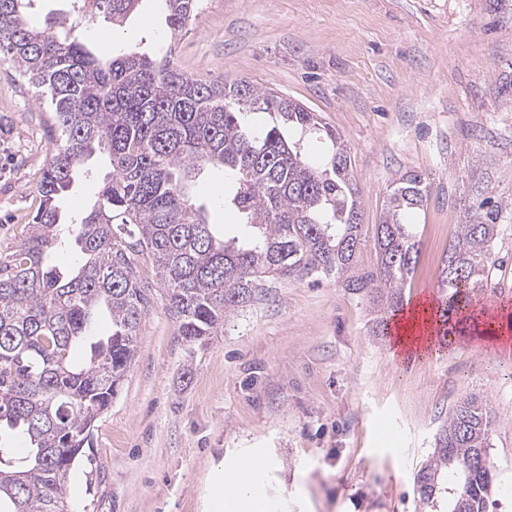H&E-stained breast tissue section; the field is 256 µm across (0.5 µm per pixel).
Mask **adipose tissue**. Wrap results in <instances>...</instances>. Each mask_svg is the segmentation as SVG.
I'll use <instances>...</instances> for the list:
<instances>
[{
    "mask_svg": "<svg viewBox=\"0 0 512 512\" xmlns=\"http://www.w3.org/2000/svg\"><path fill=\"white\" fill-rule=\"evenodd\" d=\"M275 465V458L247 448L236 464L214 467L202 495L203 512H268L261 480Z\"/></svg>",
    "mask_w": 512,
    "mask_h": 512,
    "instance_id": "obj_1",
    "label": "adipose tissue"
}]
</instances>
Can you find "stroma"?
Instances as JSON below:
<instances>
[{
    "label": "stroma",
    "mask_w": 512,
    "mask_h": 512,
    "mask_svg": "<svg viewBox=\"0 0 512 512\" xmlns=\"http://www.w3.org/2000/svg\"><path fill=\"white\" fill-rule=\"evenodd\" d=\"M39 21L66 15L97 55L173 48L204 82L246 79L315 112L300 140L315 164L347 146L363 221L380 223L401 173L429 178L408 211L418 259L403 302L447 299L444 258L481 185L501 202L502 229L483 294L512 312V0H197L171 37L163 0H141L119 26L83 0H34ZM46 106L0 65V254L36 212L35 184L52 144ZM106 156L90 158L60 207L52 265L74 271L72 231L94 203ZM218 237L246 243L245 217L224 203V173L186 182ZM373 332L368 301L334 277L276 280L203 347L153 296L137 355L97 419L66 483L70 512H201L209 467L253 448L280 460L264 477L270 512H423L414 478L458 399L490 400V460L512 472V335L467 322L449 348L410 361Z\"/></svg>",
    "instance_id": "35a3bbf8"
}]
</instances>
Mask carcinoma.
I'll list each match as a JSON object with an SVG mask.
<instances>
[{
    "mask_svg": "<svg viewBox=\"0 0 512 512\" xmlns=\"http://www.w3.org/2000/svg\"><path fill=\"white\" fill-rule=\"evenodd\" d=\"M140 0H93L92 12L120 25ZM196 0H165L171 36L183 30ZM32 0H0V59L42 89L56 149L35 189L40 204L15 251L0 258V427L25 437L28 454L0 444V512H69L67 476L94 423L118 394L137 354L153 288L161 291L190 345L223 334L224 320L247 306L265 283L334 275L382 313L388 329L418 248L405 211L424 206L427 178L407 171L392 181L382 221L374 225L376 263L359 272L363 245L359 189L346 146L328 131L333 152L313 164L299 142L273 126L261 134L243 121L270 112L300 135L319 130L316 114L244 79L206 83L144 54L98 57L73 27L64 34L26 15ZM111 172L75 233L81 264L65 274L45 262L61 226L59 201L95 152ZM221 167L234 188L230 204L255 229L247 247L217 238L182 179ZM502 205L476 190L465 223L448 245L440 318L466 322L486 287ZM151 258L147 282L134 256ZM100 311L112 334L88 335ZM85 358L74 362L80 347ZM494 420L474 395L439 426L434 452L417 473L419 501L448 512H488L496 474L488 450Z\"/></svg>",
    "mask_w": 512,
    "mask_h": 512,
    "instance_id": "cac0c4a2",
    "label": "carcinoma"
}]
</instances>
